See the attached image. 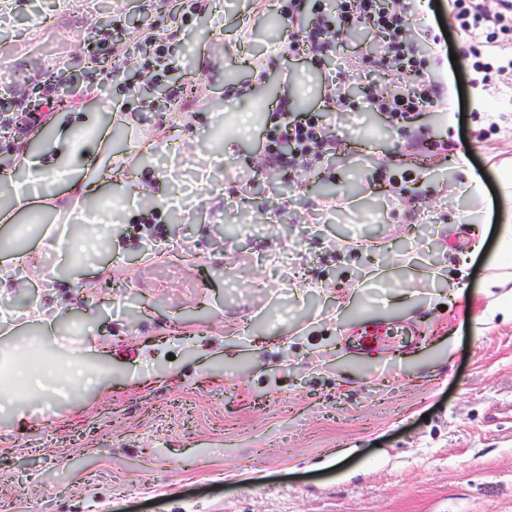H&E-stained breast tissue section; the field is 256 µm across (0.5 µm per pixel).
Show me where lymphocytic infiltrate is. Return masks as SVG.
Here are the masks:
<instances>
[{"instance_id":"1","label":"lymphocytic infiltrate","mask_w":512,"mask_h":512,"mask_svg":"<svg viewBox=\"0 0 512 512\" xmlns=\"http://www.w3.org/2000/svg\"><path fill=\"white\" fill-rule=\"evenodd\" d=\"M461 31L474 39L472 53L475 61L472 68L479 73L481 82H489L495 76H512V50L507 45L485 40V33L495 31L512 32V0H496L494 8H487L485 0H448ZM416 0H394L393 4H382L381 0H335L333 17L322 18L318 36L309 44L311 53H324L328 47L326 37L334 23L354 24L365 20L390 56V64L398 72L409 75L411 85H390L383 91H371L368 104L371 109L387 113L396 122L411 119L413 113L423 111L438 102L439 86L425 79L420 73L417 59L421 45L430 43L427 30L410 34L405 19L414 13ZM281 123L270 137L266 149L269 166H286L289 159H319V149L327 145L328 139L319 115L308 114L303 118L292 117L281 112ZM288 144L291 153L283 155L281 144Z\"/></svg>"}]
</instances>
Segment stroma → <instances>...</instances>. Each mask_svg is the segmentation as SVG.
I'll return each instance as SVG.
<instances>
[{"mask_svg":"<svg viewBox=\"0 0 512 512\" xmlns=\"http://www.w3.org/2000/svg\"><path fill=\"white\" fill-rule=\"evenodd\" d=\"M319 2L289 18L283 0H210L180 26L175 0L142 16L128 0H0V114L50 94L73 132L100 131L61 156L59 112L24 140L0 127V156L78 172L40 183L31 232L0 185V356L35 349L50 387L74 356L91 379L53 397L0 380L10 512H512V84L473 86L448 14L446 45L421 53L447 88L436 107L395 124L332 101L331 80L366 83L386 55L343 25L324 54L289 51ZM137 17L172 33L149 77L111 53ZM288 74L289 111L322 114L334 147L272 171L269 98ZM183 83L198 97L150 92ZM371 321L401 335L365 355L352 338Z\"/></svg>","mask_w":512,"mask_h":512,"instance_id":"stroma-1","label":"stroma"}]
</instances>
